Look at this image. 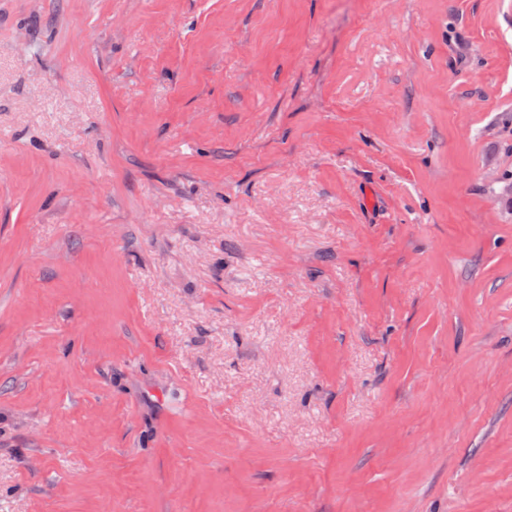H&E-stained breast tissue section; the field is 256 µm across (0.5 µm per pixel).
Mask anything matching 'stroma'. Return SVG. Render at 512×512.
Listing matches in <instances>:
<instances>
[{
    "instance_id": "1",
    "label": "stroma",
    "mask_w": 512,
    "mask_h": 512,
    "mask_svg": "<svg viewBox=\"0 0 512 512\" xmlns=\"http://www.w3.org/2000/svg\"><path fill=\"white\" fill-rule=\"evenodd\" d=\"M0 512H512V0H0Z\"/></svg>"
}]
</instances>
